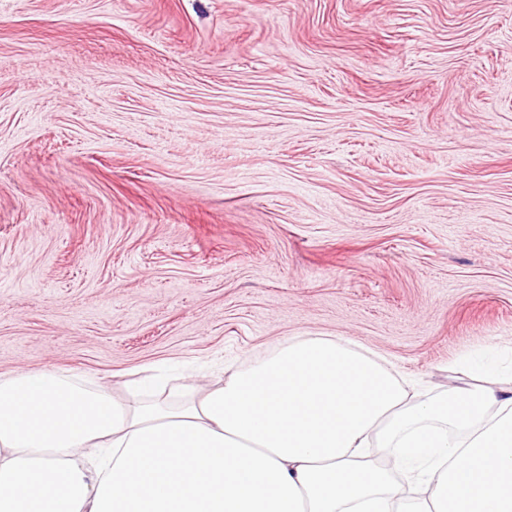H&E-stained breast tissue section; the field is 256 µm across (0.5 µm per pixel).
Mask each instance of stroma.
I'll return each instance as SVG.
<instances>
[{"instance_id": "stroma-1", "label": "stroma", "mask_w": 512, "mask_h": 512, "mask_svg": "<svg viewBox=\"0 0 512 512\" xmlns=\"http://www.w3.org/2000/svg\"><path fill=\"white\" fill-rule=\"evenodd\" d=\"M302 336L512 387V0H0V374Z\"/></svg>"}]
</instances>
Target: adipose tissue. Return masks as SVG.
Returning <instances> with one entry per match:
<instances>
[{"mask_svg":"<svg viewBox=\"0 0 512 512\" xmlns=\"http://www.w3.org/2000/svg\"><path fill=\"white\" fill-rule=\"evenodd\" d=\"M412 402L378 360L320 336L204 394L120 402L86 378L0 375V512H512V391ZM395 449L404 476L365 454Z\"/></svg>","mask_w":512,"mask_h":512,"instance_id":"ef3b65f1","label":"adipose tissue"}]
</instances>
